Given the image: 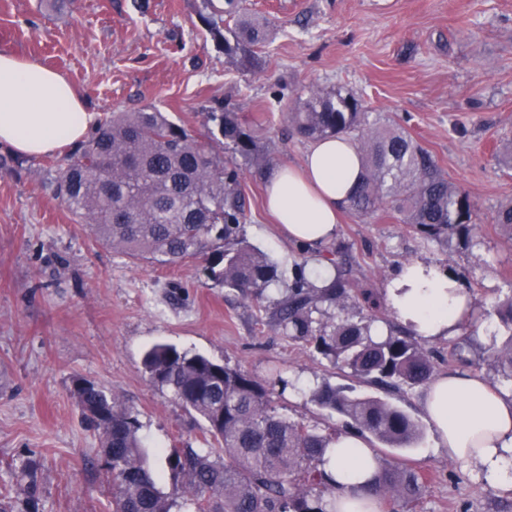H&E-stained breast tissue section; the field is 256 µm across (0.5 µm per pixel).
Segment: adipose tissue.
<instances>
[{
  "instance_id": "adipose-tissue-1",
  "label": "adipose tissue",
  "mask_w": 512,
  "mask_h": 512,
  "mask_svg": "<svg viewBox=\"0 0 512 512\" xmlns=\"http://www.w3.org/2000/svg\"><path fill=\"white\" fill-rule=\"evenodd\" d=\"M95 115L69 82L37 61L0 53V146L23 157L58 152L83 139ZM355 144L345 136L315 141L300 166L268 174L266 206L289 240L321 248L333 240L360 175ZM387 299L416 335H454L469 318L471 299L449 270L424 261L405 263L387 286ZM421 408L436 448L449 458L475 463L489 488L512 491V393L481 376L448 372L428 382ZM325 470L341 490L327 512H383L368 494L376 466L361 434L344 431L330 443Z\"/></svg>"
}]
</instances>
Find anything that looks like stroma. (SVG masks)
Listing matches in <instances>:
<instances>
[{"label": "stroma", "mask_w": 512, "mask_h": 512, "mask_svg": "<svg viewBox=\"0 0 512 512\" xmlns=\"http://www.w3.org/2000/svg\"><path fill=\"white\" fill-rule=\"evenodd\" d=\"M266 40L260 66L225 55L203 18V0H0V53L63 74L89 111L104 118L152 105L204 137L205 111L234 106L268 167L300 164L310 143L288 112L309 90H339L395 117L469 195L479 224L470 244L423 239L391 205L373 216L343 214L332 242L354 286L341 317L364 315L358 289L385 294L398 269L427 260L459 278L473 319L450 337L423 341L435 374L465 370L511 390L480 329L495 324L512 290V241L493 215L512 200V170L495 157L512 141V0H241ZM53 156L18 159L0 148V491L16 495L33 470L39 512H111L101 442L85 424L76 380L104 388L137 413L157 482L171 493L169 448L201 447L202 423L169 390L151 383L145 352L163 342L247 371L274 390L277 411L328 434L344 417L309 399L323 384L379 395L422 420L420 388L383 391L333 366L313 346L282 335L273 320L284 284L246 299L214 284L189 260L136 262L101 246L49 188ZM249 208L241 236L283 273L301 253L263 206L262 178L245 174ZM374 456L424 477L403 512H512V493L487 488L477 470L434 450L370 440Z\"/></svg>", "instance_id": "1"}]
</instances>
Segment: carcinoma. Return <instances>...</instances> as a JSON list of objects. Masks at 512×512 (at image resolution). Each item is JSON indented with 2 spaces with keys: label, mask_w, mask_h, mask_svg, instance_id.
<instances>
[{
  "label": "carcinoma",
  "mask_w": 512,
  "mask_h": 512,
  "mask_svg": "<svg viewBox=\"0 0 512 512\" xmlns=\"http://www.w3.org/2000/svg\"><path fill=\"white\" fill-rule=\"evenodd\" d=\"M205 3L214 14L237 19L229 40L213 18H204L224 53L256 66L254 47L265 41L263 29L239 16L237 0H224L222 8L213 0ZM288 119L305 139L346 135L357 142L364 175L350 200L354 216L375 214L389 198L400 223L424 238L470 241L476 211L468 194L395 118L371 122L356 97L312 90L294 102ZM206 123L207 146L153 107L114 112L65 159L51 190L102 245L160 266L200 259L209 280L257 298L283 278L275 262L236 236L246 220L237 158L262 174L257 144L229 107L206 109ZM226 150L236 158L224 160ZM494 223L512 237V203L497 210ZM306 266L304 257L294 262L288 293L273 312L286 336L314 345L324 358L383 389L432 379V356L410 329L392 326L385 335L375 334L379 302L371 292H363L366 315L356 322L338 320L327 310L343 308V275L337 271L319 286ZM496 315L493 336L505 339L493 362L512 379V295L498 302ZM142 365L154 384L203 421L205 447H174L165 456L172 475L182 478L175 493L194 512H326L338 487L323 468L324 455L336 435L278 414L272 389L204 355L158 343L145 352ZM74 391L88 426L100 432L114 490L112 512H169L170 495L147 463L137 415L93 383L79 381ZM311 402L392 448H409L421 437L415 420L379 397L351 396L324 384ZM422 487L418 471L390 464L377 466L372 490L407 504Z\"/></svg>",
  "instance_id": "carcinoma-1"
}]
</instances>
